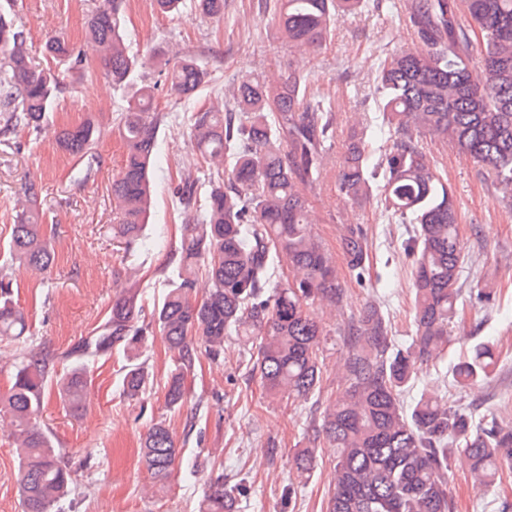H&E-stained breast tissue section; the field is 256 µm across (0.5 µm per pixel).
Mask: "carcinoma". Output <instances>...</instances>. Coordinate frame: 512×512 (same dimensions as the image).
I'll return each mask as SVG.
<instances>
[{"instance_id": "cac0c4a2", "label": "carcinoma", "mask_w": 512, "mask_h": 512, "mask_svg": "<svg viewBox=\"0 0 512 512\" xmlns=\"http://www.w3.org/2000/svg\"><path fill=\"white\" fill-rule=\"evenodd\" d=\"M124 2L101 0L87 19L85 42L126 96L118 122L123 163L111 193L117 234L131 246L142 240L152 207L150 175L164 114L154 106L158 82L134 79L137 70L156 62L131 53L123 34ZM368 4L279 0L274 23L294 50H315L340 16ZM195 6L204 16L224 15V0H196ZM409 23L426 49L392 53L374 79L379 110L394 138L372 165L366 132H354L338 186L357 202L380 188L388 206L414 225L406 242L414 259V336L406 348L394 347L377 303L367 304L349 328L351 355L341 372L346 387L326 409L320 429L338 449L327 512H452L447 486L455 456L463 458L478 487L492 485L503 464H512L511 425L478 421L472 412L424 393L408 409L401 400L417 365L439 358L448 346V325L464 298L461 273L468 256L454 194L422 140L490 167L496 188L512 202V0H412ZM45 51L68 65L72 79H81L83 53L69 40L53 37ZM158 76L184 99L210 81L208 69L180 51L164 60ZM62 89L52 68L32 64L24 29L0 7V142L9 143L21 129L39 130ZM227 95L234 111L208 107L190 116V136L208 164L205 207L199 219L182 225L176 275L151 321H141L142 289L130 279L104 322L72 348L74 361L66 371L57 372L53 360L35 349L11 354L14 374L0 395V421L7 423L16 448L25 512H55L71 493L72 475L39 423L48 389L56 387L65 407L77 414L91 385L89 362L121 353L128 361L123 394L142 399L149 373L138 359L147 335H160L175 355L166 392V407L173 411L184 405V373L199 351L219 359L224 338L232 334L255 343L251 375L269 393L303 397L319 388L323 328L308 305L317 299L334 308L344 288L330 254L311 233L301 187L320 176L334 133L331 104L308 76L295 72L244 78ZM100 135L87 119L62 131L57 144L84 157ZM196 188L197 179L187 173L179 199L193 204ZM41 194L36 181L25 184L8 257L45 274L55 251L41 222ZM343 252L348 269L363 277L369 242L359 227H344ZM276 261L286 262L292 278L272 290ZM202 272L211 288L194 300L190 293ZM27 327L28 313L14 300L13 281L0 272V343L14 342ZM495 364L494 345H476L453 366L456 388L486 380ZM141 459L154 481L169 482L177 448L164 422L143 437ZM314 461L315 449L300 451L297 473L308 474ZM246 493L241 484L226 488L218 480L202 512H230Z\"/></svg>"}]
</instances>
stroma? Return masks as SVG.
<instances>
[{
  "label": "stroma",
  "mask_w": 512,
  "mask_h": 512,
  "mask_svg": "<svg viewBox=\"0 0 512 512\" xmlns=\"http://www.w3.org/2000/svg\"><path fill=\"white\" fill-rule=\"evenodd\" d=\"M408 0H382L381 7L337 21L322 48L294 53L272 23L275 0H225L221 18L203 16L194 0H183L180 13H157L152 0H128L126 28L132 53L158 55L167 46L197 57L210 71V82L191 100L159 87L155 105L165 113L158 133L153 173L151 227L133 247L112 231L110 187L122 166V142L116 131L127 106L112 87L101 61L87 56L85 76L67 85L41 133L22 132L13 145L0 144V266L17 284L15 298L29 312V332L18 347L50 355L57 369L69 366L67 351L91 335L112 306L126 278L143 290V319H150L173 276L181 222L186 214L172 195L182 173L199 163L189 135V113L224 103V89L244 77L274 72H310L314 86L334 102L335 136L329 143L320 177L306 189L311 229L332 257L347 290L341 310H310L325 338L319 391L306 397H271L251 376L250 344L242 336L224 340V355L199 354L187 373L188 398L178 411L165 405L167 377L174 358L165 341L147 337L141 359L152 375L142 401L122 394L125 360L114 355L91 366V397L78 414L69 412L56 390H49L39 417L74 478V490L61 512H199L204 492L216 477L245 482L248 501L237 512H326L336 455L316 439L326 407L344 385L337 371L348 353L347 328L366 303H379L395 346L409 345L413 334L412 258L404 249L411 227L385 208L379 197L354 202L338 188L341 157L356 120L369 116L374 144L387 140L381 123L372 74L389 52L418 48L405 23ZM100 0H16V19L28 36L35 63L47 66L43 44L61 35L74 44L84 39L85 22ZM93 119L104 131L91 156L62 153L56 135L63 128ZM425 150L437 162L456 200L458 224L469 256L462 273L465 288H494L490 303L465 302L449 326L444 357L419 364L405 390L404 406L422 392L438 394L476 418L512 421V205L494 189L488 167L436 143ZM42 187L43 221L52 227L55 263L37 279L8 264L7 248L27 180ZM361 226L370 245L365 282L348 270L340 228ZM498 344V361L487 382L458 393L450 366L483 340ZM165 421L180 450L167 486L154 483L140 460V442L148 428ZM316 443L310 475L298 476L293 458ZM17 459L11 440L0 433V512H24L15 480ZM454 512H512V466H503L496 484L476 488L467 468L455 467L448 479Z\"/></svg>",
  "instance_id": "1"
}]
</instances>
